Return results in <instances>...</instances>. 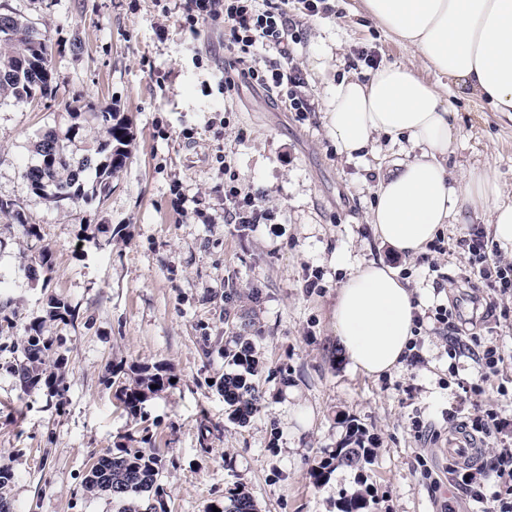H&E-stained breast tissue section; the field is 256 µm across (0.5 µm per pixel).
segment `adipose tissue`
Here are the masks:
<instances>
[{
    "label": "adipose tissue",
    "mask_w": 512,
    "mask_h": 512,
    "mask_svg": "<svg viewBox=\"0 0 512 512\" xmlns=\"http://www.w3.org/2000/svg\"><path fill=\"white\" fill-rule=\"evenodd\" d=\"M367 14L392 38L415 47L447 80L493 111L512 114V0H364ZM328 131L347 158L380 137L406 141L411 160L395 162L379 182L368 221L383 244L415 256L446 224L483 214L501 248L512 249V202L489 169L453 174L448 154L455 112L446 83H430L409 66L382 64L367 78H342L330 89ZM425 300L381 262L357 265L336 294L333 327L350 368L379 376L399 367Z\"/></svg>",
    "instance_id": "1"
}]
</instances>
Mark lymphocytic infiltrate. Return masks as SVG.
Masks as SVG:
<instances>
[{"instance_id":"f902f5d3","label":"lymphocytic infiltrate","mask_w":512,"mask_h":512,"mask_svg":"<svg viewBox=\"0 0 512 512\" xmlns=\"http://www.w3.org/2000/svg\"><path fill=\"white\" fill-rule=\"evenodd\" d=\"M218 18L224 21V48L230 55L224 69L225 91L235 90L244 80L286 101L292 111L302 115L312 111L302 71L295 61L297 24L280 0H187L184 19L189 27ZM269 216L268 209L255 197L241 194L237 187H225V223L256 225ZM456 246L469 260L467 283L483 301L485 316H493L500 296L512 292V263L493 264L498 250L475 226L465 229ZM456 318V313L443 306L435 315L451 337L449 357L470 354L478 364V375L469 383L468 393L479 396L493 385L500 395H507V387L495 383L503 362L500 346L492 339L468 336ZM468 425L488 439L494 453L481 466L453 467L454 482L474 501L489 504L491 512H512V421L488 407L469 419ZM489 483L494 486L490 493L485 490Z\"/></svg>"}]
</instances>
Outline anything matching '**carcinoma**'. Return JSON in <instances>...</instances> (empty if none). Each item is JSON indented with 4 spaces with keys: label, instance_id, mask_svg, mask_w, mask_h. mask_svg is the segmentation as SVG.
Listing matches in <instances>:
<instances>
[{
    "label": "carcinoma",
    "instance_id": "carcinoma-1",
    "mask_svg": "<svg viewBox=\"0 0 512 512\" xmlns=\"http://www.w3.org/2000/svg\"><path fill=\"white\" fill-rule=\"evenodd\" d=\"M0 91L8 93L17 104H26L39 96L50 98L57 91L56 77L51 66V48L46 36L32 22L12 12H0ZM72 111L86 112L98 121L104 135L96 140L89 153L76 159L69 151V144L82 134L77 123L65 132L48 131L34 144V161L25 166L23 176L33 193L56 206L78 208L89 200L107 195L111 189L114 172L130 157L129 127L116 118L110 108H100L94 103L83 102ZM94 172L92 193L84 191V174ZM12 211L26 234L39 236V225L30 224L19 202L0 199V212ZM50 270L48 251L40 253L36 264L28 267V277L38 281ZM74 319L68 304L59 298L47 303L45 316L31 321L20 357L13 365V373L24 393L43 387L58 390L57 370L65 367L66 359L59 355L54 369L45 367L47 357L54 351V339L43 334L45 323L64 325ZM234 347L224 350V358L231 371L224 374V401L230 408L229 417L245 422L258 411L260 396L254 383L261 369V361L253 341L246 336H236ZM171 385V378L157 369L141 370L132 381L118 387V398L132 412H137L147 396ZM372 460L371 449L365 446L362 431L352 426L347 441L332 458L312 472L319 484L327 477L331 466L362 468ZM159 460L152 448L121 446L98 458V466L89 471L84 483L87 494L107 496L121 502V512H165L164 491L158 484ZM368 491H358L343 498L341 512H366ZM220 512H257L256 504L244 488L231 492L228 503L218 506Z\"/></svg>",
    "mask_w": 512,
    "mask_h": 512
}]
</instances>
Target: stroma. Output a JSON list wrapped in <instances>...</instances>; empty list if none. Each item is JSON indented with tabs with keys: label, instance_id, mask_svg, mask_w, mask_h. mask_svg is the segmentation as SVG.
<instances>
[{
	"label": "stroma",
	"instance_id": "stroma-1",
	"mask_svg": "<svg viewBox=\"0 0 512 512\" xmlns=\"http://www.w3.org/2000/svg\"><path fill=\"white\" fill-rule=\"evenodd\" d=\"M183 4L0 0L48 37L57 82L54 98L29 104L0 94V199L18 201L41 234L28 237L14 213L0 212V319L15 325L0 335V467L13 474L12 512H119L111 498L86 495L83 480L99 456L140 447L145 437L160 460L168 512H207L239 485L258 512H339L342 497L362 488L367 512H479L448 472V414L492 404L512 419V398L491 389L466 401L462 387L478 366L466 356L449 359L448 333L432 317L453 300L461 318L472 316L462 286L468 260L454 248L464 227L443 226L440 254L405 257L383 245L367 213L381 171L406 154L384 138L376 151L349 159L326 128L330 86L366 72L364 53L414 65L429 82L438 74L415 48L378 29L363 0H327L328 11L315 16L288 0L315 104L303 117L257 85L225 92L224 23L191 33ZM78 100L113 109L133 141L109 195L71 209L35 195L23 167L42 133L72 123L69 107ZM448 101L458 126L449 168L490 164L512 199V119L453 85ZM226 163L242 191L273 214L257 230L224 221ZM44 250L51 270L31 281L27 269ZM379 260L427 296V317L421 362L369 377L347 368L332 310L345 272ZM53 297L75 314L69 326L45 327L67 364L57 393L26 395L11 367L26 325ZM500 305L504 315L476 331L496 337L508 383L512 297ZM242 330L264 362L260 409L243 424L230 420L219 386L228 370L224 347ZM115 366L129 379L161 366L175 383L133 413L105 383ZM417 420L428 432L416 433ZM353 424L373 462L314 483L313 468Z\"/></svg>",
	"mask_w": 512,
	"mask_h": 512
}]
</instances>
